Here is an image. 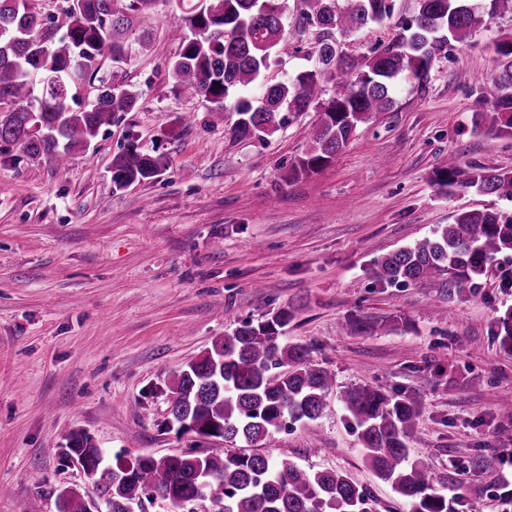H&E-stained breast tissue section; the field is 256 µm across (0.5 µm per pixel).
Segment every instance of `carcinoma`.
<instances>
[{
  "label": "carcinoma",
  "mask_w": 512,
  "mask_h": 512,
  "mask_svg": "<svg viewBox=\"0 0 512 512\" xmlns=\"http://www.w3.org/2000/svg\"><path fill=\"white\" fill-rule=\"evenodd\" d=\"M65 24L32 10L31 0H0V152L16 160H69L87 148L120 112L133 111L139 94L118 73L124 44L114 34L128 12L147 14L159 0H64ZM182 24L174 33L180 51L169 64L184 95L231 110L236 139H265L292 113L319 112L312 145L291 167L308 177L347 145L373 112H391L400 85L423 91L436 59L451 42H463L484 18L508 9L509 0H418L416 13L398 22L399 36L354 57L343 46L371 25L392 19L395 0H294L298 28L315 35L317 65L286 82L262 83L263 73L288 53L284 0H174ZM499 70L486 88L491 109L473 116L489 135L512 136V37L494 42ZM332 83L325 99L323 81ZM90 86L91 97L80 89ZM166 167L130 140L112 158L114 190L159 177ZM442 188H476L512 200V172L470 166L448 157ZM512 250V215L467 210L409 247L375 263L376 280L390 286L437 279L448 295H461L501 253ZM287 306L257 323L245 321L187 364L169 387V428L220 439L229 448L191 450L161 458L139 456L103 465L104 451L76 433L57 454L99 476L107 512H129L151 491L188 512H370L365 486L345 471L304 467L249 448L287 423L309 426L323 414L335 379L310 359L308 348L280 335L295 317ZM497 335L512 352V309L497 319ZM340 402L358 432L365 460L377 478L412 505V512H454L429 467L410 458L420 403L370 385L342 392ZM58 512H88L76 490H56Z\"/></svg>",
  "instance_id": "carcinoma-1"
}]
</instances>
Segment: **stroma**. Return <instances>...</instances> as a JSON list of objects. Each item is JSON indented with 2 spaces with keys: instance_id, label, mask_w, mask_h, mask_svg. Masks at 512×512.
<instances>
[{
  "instance_id": "stroma-1",
  "label": "stroma",
  "mask_w": 512,
  "mask_h": 512,
  "mask_svg": "<svg viewBox=\"0 0 512 512\" xmlns=\"http://www.w3.org/2000/svg\"><path fill=\"white\" fill-rule=\"evenodd\" d=\"M174 5L134 14L105 63L139 92L66 170L0 156V512H58L56 489L85 499L99 487L54 455L86 432L107 464L206 447L169 431L175 374L233 334L287 305L285 336L308 347L337 387L369 384L422 406L410 456L441 476L465 512H512V354L496 318L512 308V252L498 255L473 293L439 283H379L377 257L414 244L458 211H512V201L457 188L438 175L465 166L512 170V137L475 132L483 86L498 73L494 41L512 33V9L437 59L424 91L399 89L317 173L288 179L310 146L317 112L291 116L266 140H238L236 113L176 92ZM136 136L167 160L156 179L113 191L112 159ZM372 331L340 332L351 318ZM259 453L344 470L373 512H411L378 479L336 397L315 427L281 431Z\"/></svg>"
}]
</instances>
